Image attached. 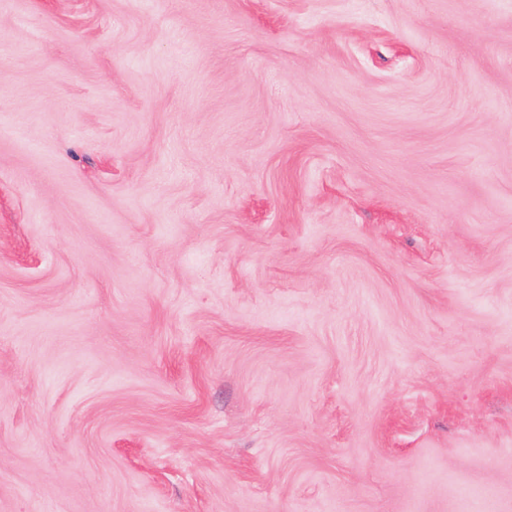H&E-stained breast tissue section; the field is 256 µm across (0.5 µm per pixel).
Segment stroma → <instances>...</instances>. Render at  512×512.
I'll return each mask as SVG.
<instances>
[{"label": "stroma", "instance_id": "obj_1", "mask_svg": "<svg viewBox=\"0 0 512 512\" xmlns=\"http://www.w3.org/2000/svg\"><path fill=\"white\" fill-rule=\"evenodd\" d=\"M0 512H512V0H0Z\"/></svg>", "mask_w": 512, "mask_h": 512}]
</instances>
